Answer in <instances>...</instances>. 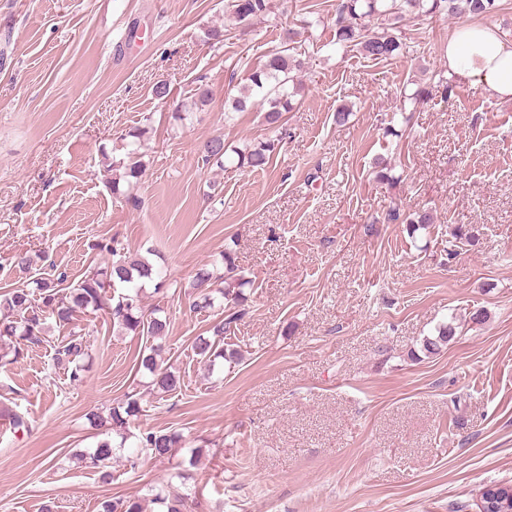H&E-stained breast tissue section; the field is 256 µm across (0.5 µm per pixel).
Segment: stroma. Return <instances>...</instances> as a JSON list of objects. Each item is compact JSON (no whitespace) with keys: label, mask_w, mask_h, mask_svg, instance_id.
I'll use <instances>...</instances> for the list:
<instances>
[{"label":"stroma","mask_w":512,"mask_h":512,"mask_svg":"<svg viewBox=\"0 0 512 512\" xmlns=\"http://www.w3.org/2000/svg\"><path fill=\"white\" fill-rule=\"evenodd\" d=\"M335 8L284 0L231 29L224 0H0V292L25 280L21 251L33 272L72 280L107 263L97 241L148 254L171 282L145 303L165 310L164 357L181 382L156 397L135 368L145 337L113 335L103 310L76 320L90 343L82 384L51 367L58 327L0 364V407L30 422L0 429V512H99L168 483L190 512H475L481 485L512 481V100L459 83L406 105L401 136L384 135L404 95L444 70L459 20H407L402 53L378 62L335 47ZM312 11L279 152L253 172L202 166L211 137H270L258 109L225 119L227 97L282 24ZM214 28L223 41L206 39ZM200 81L210 103L174 122ZM342 104L353 114L339 126ZM143 123L134 208L113 198L102 156L122 155L121 134ZM380 157L392 182L375 177ZM396 205L435 222L409 237L384 219ZM461 224L476 239L451 244ZM227 247L251 285L230 339L238 359L210 373L191 343L221 312L192 311L190 284ZM449 320L447 348L411 360ZM132 391L136 428L178 430L185 446L115 465L104 484L70 457L101 437L87 413ZM194 448L198 463L182 468Z\"/></svg>","instance_id":"35a3bbf8"}]
</instances>
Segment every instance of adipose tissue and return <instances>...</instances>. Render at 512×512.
Instances as JSON below:
<instances>
[{"label": "adipose tissue", "instance_id": "1", "mask_svg": "<svg viewBox=\"0 0 512 512\" xmlns=\"http://www.w3.org/2000/svg\"><path fill=\"white\" fill-rule=\"evenodd\" d=\"M449 74L480 88L489 98L512 100V38L490 23L454 28L445 48Z\"/></svg>", "mask_w": 512, "mask_h": 512}]
</instances>
